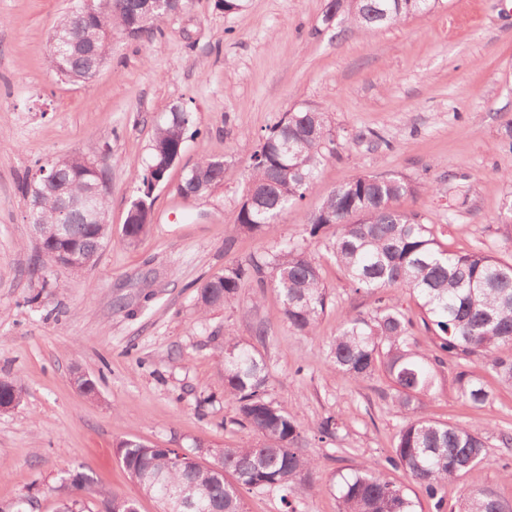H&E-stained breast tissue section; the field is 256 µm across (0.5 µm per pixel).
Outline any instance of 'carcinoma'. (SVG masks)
I'll return each mask as SVG.
<instances>
[{
	"label": "carcinoma",
	"mask_w": 512,
	"mask_h": 512,
	"mask_svg": "<svg viewBox=\"0 0 512 512\" xmlns=\"http://www.w3.org/2000/svg\"><path fill=\"white\" fill-rule=\"evenodd\" d=\"M95 12L70 10L59 22L60 37L49 47V67L72 84L93 79V66L108 61L112 36L137 31L153 33L156 20L120 4L96 0ZM337 24L371 31L409 17L432 13L438 0H335ZM191 122L189 112H170L159 124L150 147L149 162L135 174L140 187L162 174L164 152L184 141ZM334 138L325 114L305 108L286 112L259 137L250 159L252 174L237 213V224L262 232L280 214L303 199L314 185L321 166L334 154ZM225 163L209 156L183 178V185L208 193L224 181ZM57 184L46 188L40 178L25 186V194L40 192L34 223L43 225L41 255L31 268L33 278L60 259L54 239L60 199L80 205L66 229L72 269L99 252L111 237L108 217L110 189L82 202L87 186L97 181L92 161L73 154L56 172ZM421 187L402 177L358 175L341 182L312 212L307 234L322 244L344 272L355 291L378 294V306L369 315L351 314L329 346L334 368L359 380L383 371L394 389V401L403 414L392 452L385 461L368 464L337 481L339 512H418L420 503L406 490L384 478L385 466L401 469L424 488L435 512H447L446 487L487 460L486 441L470 424H448L422 414L424 399L433 387L432 362L417 348L412 322L394 304L391 292L406 288L419 300L441 353L458 359L480 360L500 381L512 386V263L481 250L453 253L445 249L420 215L399 207ZM123 224L119 244L133 245L151 221L150 196ZM274 286L289 326L302 336L316 332L328 306V291L320 265L301 244L282 241L261 257L227 267L201 283L197 303L208 312L234 300L244 285ZM224 391L236 402L235 421L252 429L261 444L223 448L207 464L173 455L155 446L124 439L122 462L143 495L164 506V512H244L241 489H269L280 493L284 512H298L297 499L310 488L316 463L303 451V429L288 407L270 399L269 370L252 344L224 337ZM460 395L472 407L482 408L491 397L478 378L459 375ZM23 388L0 380V404L21 401ZM72 486L88 497L101 498L104 512H138L135 499L123 498L93 486L81 475ZM58 512H92L74 496L58 502ZM457 512H512L493 494L472 490Z\"/></svg>",
	"instance_id": "cac0c4a2"
}]
</instances>
